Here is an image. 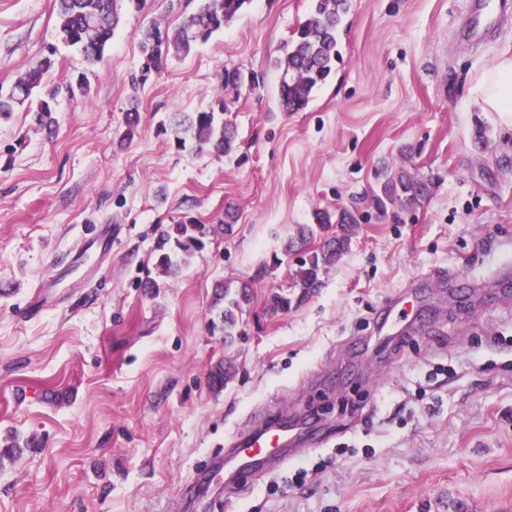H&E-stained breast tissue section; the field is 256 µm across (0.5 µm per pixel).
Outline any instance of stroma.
Instances as JSON below:
<instances>
[{"label": "stroma", "mask_w": 512, "mask_h": 512, "mask_svg": "<svg viewBox=\"0 0 512 512\" xmlns=\"http://www.w3.org/2000/svg\"><path fill=\"white\" fill-rule=\"evenodd\" d=\"M471 0H351L330 79L301 112L280 111L284 54L310 0H252L224 32L139 94L141 123L119 145L149 22L176 26L198 0H125L102 63L56 45L55 0H0V86L55 46L44 78L86 75L61 98L53 131L32 113L0 121V443L33 445L0 464V512H512V280L473 282L512 263V121L468 89L501 55L506 23L474 46ZM253 74L229 117V155L176 148L159 122L215 100L224 68ZM429 179L412 212L379 214L377 170ZM215 237L159 297L161 228L206 224ZM355 211L350 246L297 301L300 251L286 242L316 211ZM112 222L100 287L70 275L77 239ZM60 288H40L52 272ZM452 282L426 286L433 272ZM251 287L225 337L211 310L219 283ZM293 302L277 313L273 293ZM417 314L394 340L375 335L399 296ZM235 376L213 392L217 362ZM318 411L329 442L224 494L207 470L252 414Z\"/></svg>", "instance_id": "35a3bbf8"}]
</instances>
